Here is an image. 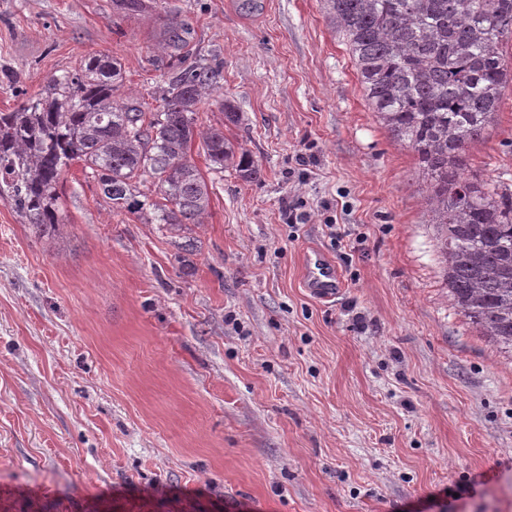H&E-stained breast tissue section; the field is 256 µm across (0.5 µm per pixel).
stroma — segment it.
Listing matches in <instances>:
<instances>
[{
  "label": "stroma",
  "instance_id": "1",
  "mask_svg": "<svg viewBox=\"0 0 512 512\" xmlns=\"http://www.w3.org/2000/svg\"><path fill=\"white\" fill-rule=\"evenodd\" d=\"M151 3L0 0V112L94 52L156 108L174 21L240 116L209 98L197 129L262 178L196 141L199 224L113 208L79 162L55 231L0 199V512H512V352L455 308L427 180L323 0ZM464 173L512 190V82ZM310 248L341 273L331 303ZM305 287L315 299L331 301L341 292L342 281L335 265L320 259L309 268Z\"/></svg>",
  "mask_w": 512,
  "mask_h": 512
}]
</instances>
